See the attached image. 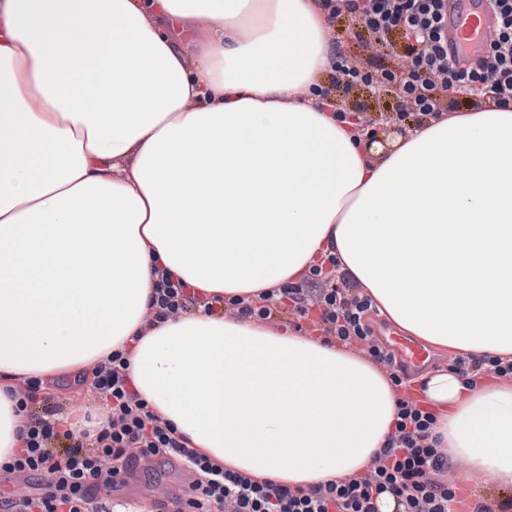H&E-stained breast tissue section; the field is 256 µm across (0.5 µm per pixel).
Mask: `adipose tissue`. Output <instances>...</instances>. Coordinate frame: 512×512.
I'll use <instances>...</instances> for the list:
<instances>
[{"mask_svg":"<svg viewBox=\"0 0 512 512\" xmlns=\"http://www.w3.org/2000/svg\"><path fill=\"white\" fill-rule=\"evenodd\" d=\"M319 0H0V463L11 390L130 381L187 446L309 487L370 469L397 387L353 350L197 308L149 320L156 270L261 300L334 255L440 362L436 448L512 490V103L382 142L306 88L332 72ZM456 364L465 374L474 377L484 373H492L500 378H512V360L493 356L475 359L470 356H459Z\"/></svg>","mask_w":512,"mask_h":512,"instance_id":"obj_1","label":"adipose tissue"}]
</instances>
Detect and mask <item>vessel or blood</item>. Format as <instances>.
<instances>
[{
    "instance_id": "vessel-or-blood-1",
    "label": "vessel or blood",
    "mask_w": 512,
    "mask_h": 512,
    "mask_svg": "<svg viewBox=\"0 0 512 512\" xmlns=\"http://www.w3.org/2000/svg\"><path fill=\"white\" fill-rule=\"evenodd\" d=\"M492 25L486 0H448V51L457 58L480 51L483 34ZM391 348L398 362L419 366L428 359L427 350L412 341L393 338Z\"/></svg>"
}]
</instances>
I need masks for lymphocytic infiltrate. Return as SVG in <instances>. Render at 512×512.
Returning <instances> with one entry per match:
<instances>
[{
  "mask_svg": "<svg viewBox=\"0 0 512 512\" xmlns=\"http://www.w3.org/2000/svg\"><path fill=\"white\" fill-rule=\"evenodd\" d=\"M329 21L354 18L361 30L384 49L390 36L402 30L409 40L408 61L402 69L376 64L359 65L337 56L332 89L396 85L401 119L416 124L454 111L448 92L481 90L495 103L512 102V0H489L496 19L495 36L477 63L448 54V0H321ZM336 260L313 268L305 282L289 284L256 305L235 298L226 310L260 321L282 313L314 320L328 342L360 347L389 374L394 385L407 379L406 368L374 337L366 316L371 297L337 276ZM154 321L163 323L189 313L193 299L184 282L162 276L154 284ZM129 362L112 352L98 364L92 387L109 408L108 416L92 428L75 434L61 427L56 407L40 391L38 382L14 393L16 412L28 424L23 446L12 460L0 464V507L7 512H110L107 497L118 483V473L104 460L132 463L143 457L176 459L194 474L177 512H378L381 495L390 494L403 512H454L460 490L448 481V462L432 444L437 418L420 400L407 394L397 402L393 433L362 477L331 480L308 488H293L271 480L258 482L222 465L196 449L186 447L174 428L158 418L128 386ZM40 477L38 492L16 499L11 482Z\"/></svg>",
  "mask_w": 512,
  "mask_h": 512,
  "instance_id": "lymphocytic-infiltrate-1",
  "label": "lymphocytic infiltrate"
}]
</instances>
